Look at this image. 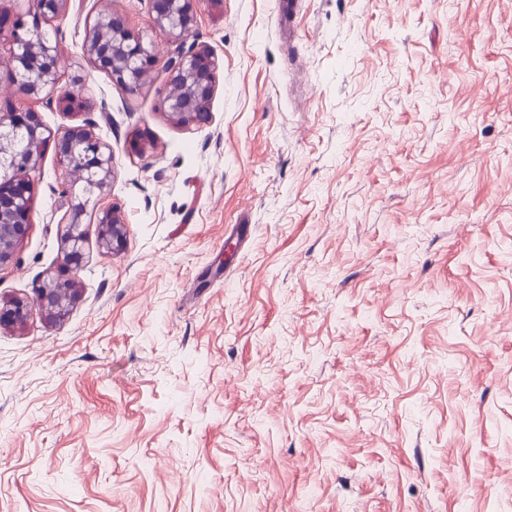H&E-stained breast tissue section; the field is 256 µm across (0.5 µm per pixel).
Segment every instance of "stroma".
Instances as JSON below:
<instances>
[{"instance_id":"35a3bbf8","label":"stroma","mask_w":512,"mask_h":512,"mask_svg":"<svg viewBox=\"0 0 512 512\" xmlns=\"http://www.w3.org/2000/svg\"><path fill=\"white\" fill-rule=\"evenodd\" d=\"M158 53L133 94L90 17ZM212 121L174 125L149 0H69L121 252L0 329V512H512V0H196ZM143 130L149 143L132 152ZM0 303L62 261L53 147ZM83 50L94 69L107 73L130 92L141 87L155 56L143 34L130 28L126 17L118 12L97 14L88 25Z\"/></svg>"}]
</instances>
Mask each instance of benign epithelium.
I'll use <instances>...</instances> for the list:
<instances>
[{
    "mask_svg": "<svg viewBox=\"0 0 512 512\" xmlns=\"http://www.w3.org/2000/svg\"><path fill=\"white\" fill-rule=\"evenodd\" d=\"M68 0H29L26 23L17 19L12 32L7 58L0 60L11 86L27 96L45 95L46 107L69 112L83 107L82 93L74 87L58 85L60 51L57 41L46 38L43 23L64 13ZM194 0H150L152 19L176 41L184 42L195 25ZM84 55L90 65L107 73L113 82L127 91L138 90L153 57V46L142 33L129 27L126 17L118 12H101L88 25ZM218 63L206 47L191 45L179 53L169 66L172 91L163 98L166 115L181 127H201L211 120L212 99ZM98 123L67 127L58 133L46 129L36 112L12 110L0 113V265L10 262L17 247L27 237L35 198V181L26 173L38 167L48 144L54 145L57 160L71 177L83 183L82 191L91 197L102 191L114 177L112 145L100 138L94 129ZM87 202L71 205L73 218L61 225L60 240L63 263L46 276L34 299L14 298L0 308V327H15L26 322L32 306L51 318H61L67 303L60 301L64 291L68 303L76 299V273L83 266L85 229L79 217ZM99 245L115 252L126 239V222L120 209L109 207L96 216Z\"/></svg>",
    "mask_w": 512,
    "mask_h": 512,
    "instance_id": "1",
    "label": "benign epithelium"
}]
</instances>
